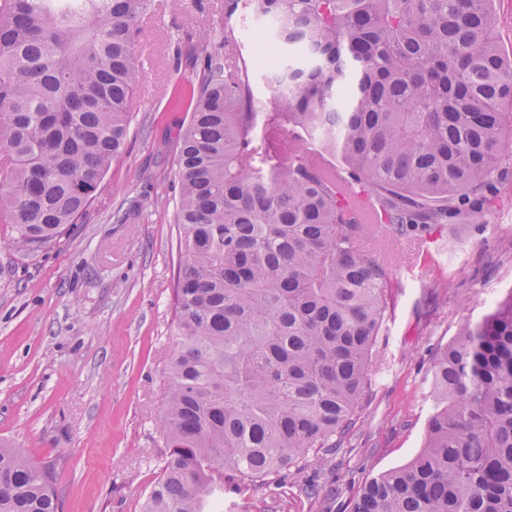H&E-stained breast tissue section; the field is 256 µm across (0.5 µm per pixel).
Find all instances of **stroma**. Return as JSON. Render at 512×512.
Instances as JSON below:
<instances>
[{"instance_id": "35a3bbf8", "label": "stroma", "mask_w": 512, "mask_h": 512, "mask_svg": "<svg viewBox=\"0 0 512 512\" xmlns=\"http://www.w3.org/2000/svg\"><path fill=\"white\" fill-rule=\"evenodd\" d=\"M256 15L224 0H152L139 49L148 63L131 103L129 147L80 223L38 252L0 248V442L52 466L60 512H141L168 450L160 409L171 346L178 130L205 54L245 57L254 106L273 97L249 34ZM240 39L225 47V26ZM494 205L370 244L392 269L374 391L347 448L262 487H225L230 512H350L360 486L421 448L431 359L466 322L512 295V160L493 180ZM318 487L316 498L300 492Z\"/></svg>"}]
</instances>
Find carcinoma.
Instances as JSON below:
<instances>
[{
  "instance_id": "cac0c4a2",
  "label": "carcinoma",
  "mask_w": 512,
  "mask_h": 512,
  "mask_svg": "<svg viewBox=\"0 0 512 512\" xmlns=\"http://www.w3.org/2000/svg\"><path fill=\"white\" fill-rule=\"evenodd\" d=\"M282 57L203 60L177 159L181 262L163 398L169 448L142 512H205L339 451L372 396L391 268L334 169L404 235L484 195L512 144L494 0H252ZM151 0H0V224L57 243L126 151ZM317 146L326 166L296 145ZM424 443L350 512H512V295L431 366ZM0 512H58L52 472L0 446Z\"/></svg>"
}]
</instances>
